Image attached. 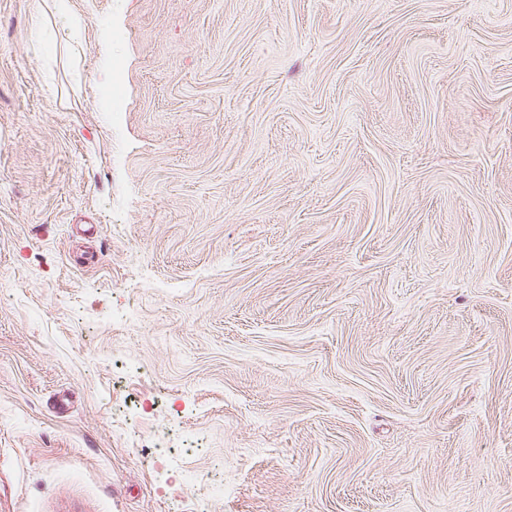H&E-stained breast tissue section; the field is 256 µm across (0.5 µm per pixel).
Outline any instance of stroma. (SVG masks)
Returning <instances> with one entry per match:
<instances>
[{
  "instance_id": "obj_1",
  "label": "stroma",
  "mask_w": 512,
  "mask_h": 512,
  "mask_svg": "<svg viewBox=\"0 0 512 512\" xmlns=\"http://www.w3.org/2000/svg\"><path fill=\"white\" fill-rule=\"evenodd\" d=\"M66 6L0 0V512H512V0Z\"/></svg>"
}]
</instances>
